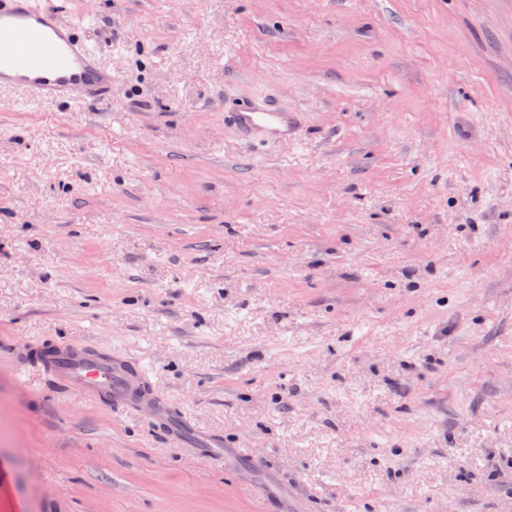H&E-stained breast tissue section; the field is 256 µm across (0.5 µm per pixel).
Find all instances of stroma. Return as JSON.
Here are the masks:
<instances>
[{
	"label": "stroma",
	"mask_w": 512,
	"mask_h": 512,
	"mask_svg": "<svg viewBox=\"0 0 512 512\" xmlns=\"http://www.w3.org/2000/svg\"><path fill=\"white\" fill-rule=\"evenodd\" d=\"M104 106L0 89V512H512V0H69ZM256 97L294 140L240 141ZM104 345L224 466L61 392Z\"/></svg>",
	"instance_id": "stroma-1"
}]
</instances>
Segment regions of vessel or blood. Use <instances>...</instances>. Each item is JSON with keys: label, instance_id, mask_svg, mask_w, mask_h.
<instances>
[{"label": "vessel or blood", "instance_id": "vessel-or-blood-1", "mask_svg": "<svg viewBox=\"0 0 512 512\" xmlns=\"http://www.w3.org/2000/svg\"><path fill=\"white\" fill-rule=\"evenodd\" d=\"M79 26L62 21L58 10L32 0H0V88L18 90L33 102L54 99L106 102L112 72L98 48L78 35ZM237 134L249 141L279 143L295 137L292 113L262 102H247L230 113ZM28 363L58 388L131 414L150 410L155 426L186 453L224 464V438L191 425L153 390L140 366L120 352H86L53 345Z\"/></svg>", "mask_w": 512, "mask_h": 512}]
</instances>
